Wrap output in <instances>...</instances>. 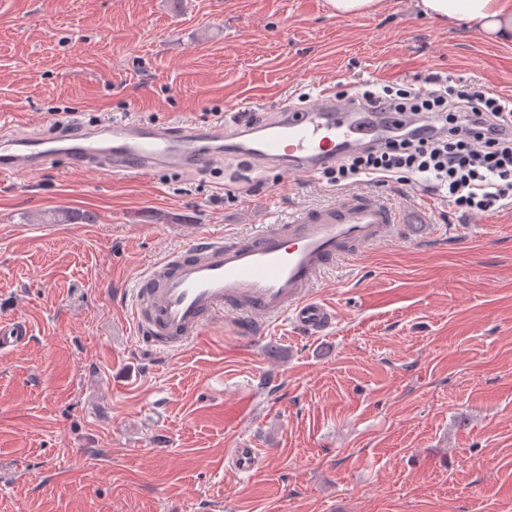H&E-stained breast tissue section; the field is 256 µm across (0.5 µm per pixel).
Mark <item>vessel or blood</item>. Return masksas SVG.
Wrapping results in <instances>:
<instances>
[{
    "instance_id": "vessel-or-blood-1",
    "label": "vessel or blood",
    "mask_w": 512,
    "mask_h": 512,
    "mask_svg": "<svg viewBox=\"0 0 512 512\" xmlns=\"http://www.w3.org/2000/svg\"><path fill=\"white\" fill-rule=\"evenodd\" d=\"M361 113L323 89L304 112L272 110L263 134L243 141L223 123L207 126L104 120L75 121L52 136L0 130V174L26 176L58 160L109 175L157 169L188 173L226 154L255 166L314 171L374 135ZM405 214L378 194L346 193L305 211L277 229L250 237L207 233L185 248L151 260L134 284L129 319L139 342L176 351L214 319L231 314L241 331L263 334L271 320L289 316L294 327L319 335L336 320L311 290L333 264L376 244ZM32 327L17 316L0 323V350L28 342Z\"/></svg>"
}]
</instances>
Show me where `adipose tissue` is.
<instances>
[{
    "mask_svg": "<svg viewBox=\"0 0 512 512\" xmlns=\"http://www.w3.org/2000/svg\"><path fill=\"white\" fill-rule=\"evenodd\" d=\"M415 7L441 26L463 22L490 40L512 42V0H416Z\"/></svg>",
    "mask_w": 512,
    "mask_h": 512,
    "instance_id": "ef3b65f1",
    "label": "adipose tissue"
}]
</instances>
